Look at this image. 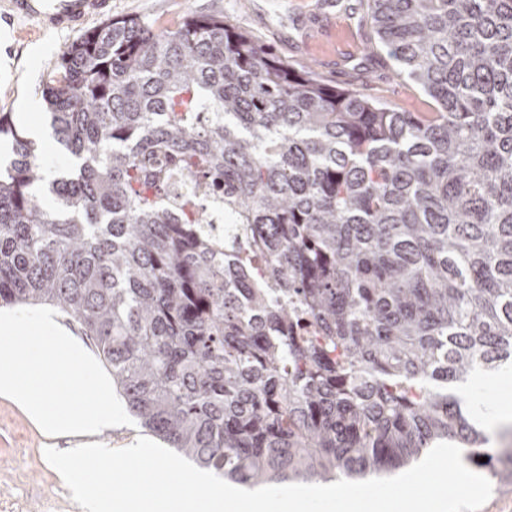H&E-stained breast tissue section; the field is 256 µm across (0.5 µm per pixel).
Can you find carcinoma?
I'll return each mask as SVG.
<instances>
[{"label":"carcinoma","instance_id":"obj_1","mask_svg":"<svg viewBox=\"0 0 512 512\" xmlns=\"http://www.w3.org/2000/svg\"><path fill=\"white\" fill-rule=\"evenodd\" d=\"M365 19L433 111L328 86L221 13L64 47L42 98L71 171L46 181L0 113V307L78 323L140 425L233 483L358 480L448 441L509 482L449 388L512 361V0Z\"/></svg>","mask_w":512,"mask_h":512}]
</instances>
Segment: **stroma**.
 I'll list each match as a JSON object with an SVG mask.
<instances>
[{"instance_id": "stroma-1", "label": "stroma", "mask_w": 512, "mask_h": 512, "mask_svg": "<svg viewBox=\"0 0 512 512\" xmlns=\"http://www.w3.org/2000/svg\"><path fill=\"white\" fill-rule=\"evenodd\" d=\"M223 13L288 63L313 66L334 86L377 96L406 112H427L430 99L412 82L398 77L386 53L366 55L372 31L362 17L366 0H112L115 18L146 16L157 27H175L188 15ZM73 34L43 32L35 22H0V113H11L22 134H29L20 111L31 102L42 133L37 142L45 170L62 173L71 157L56 142L41 89L47 69ZM473 402L489 407L512 401V383L497 373L473 372L457 387ZM70 437H50L17 405L0 396V512H81L59 472L44 457L47 446H75Z\"/></svg>"}]
</instances>
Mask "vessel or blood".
Here are the masks:
<instances>
[{"label": "vessel or blood", "mask_w": 512, "mask_h": 512, "mask_svg": "<svg viewBox=\"0 0 512 512\" xmlns=\"http://www.w3.org/2000/svg\"><path fill=\"white\" fill-rule=\"evenodd\" d=\"M111 0H0L9 16L37 21L52 29H80L88 21L104 17Z\"/></svg>", "instance_id": "1"}]
</instances>
